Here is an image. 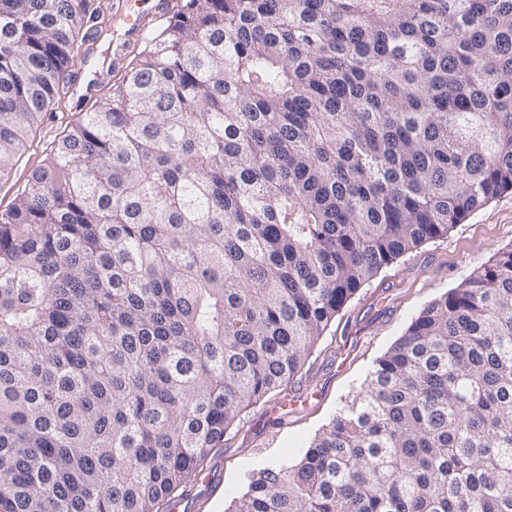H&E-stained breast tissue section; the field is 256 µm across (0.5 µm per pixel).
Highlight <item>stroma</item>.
<instances>
[{
    "label": "stroma",
    "mask_w": 512,
    "mask_h": 512,
    "mask_svg": "<svg viewBox=\"0 0 512 512\" xmlns=\"http://www.w3.org/2000/svg\"><path fill=\"white\" fill-rule=\"evenodd\" d=\"M123 34L122 21L113 20L110 36L85 42L83 52L74 55L69 93L34 126L26 151L0 177L1 206L12 203L51 144L76 120L87 84L93 76H105L112 63L111 37ZM510 248L511 191L454 225L447 237L426 242L383 268L343 305L297 376L239 416L223 447L211 452L194 482L178 493L181 512H227L232 498L247 491L252 471L295 460L337 408L358 394L376 358L424 307ZM293 395L306 398V405L284 420L267 415L268 407Z\"/></svg>",
    "instance_id": "stroma-1"
}]
</instances>
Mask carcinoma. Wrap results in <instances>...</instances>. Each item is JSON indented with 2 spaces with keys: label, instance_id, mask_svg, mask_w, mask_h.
Segmentation results:
<instances>
[{
  "label": "carcinoma",
  "instance_id": "carcinoma-1",
  "mask_svg": "<svg viewBox=\"0 0 512 512\" xmlns=\"http://www.w3.org/2000/svg\"><path fill=\"white\" fill-rule=\"evenodd\" d=\"M101 0H0V177ZM0 211V512H164L356 291L512 191V0H183ZM230 512H512V249Z\"/></svg>",
  "mask_w": 512,
  "mask_h": 512
}]
</instances>
